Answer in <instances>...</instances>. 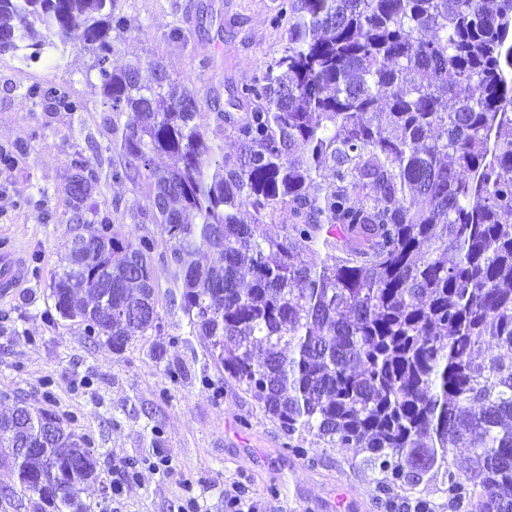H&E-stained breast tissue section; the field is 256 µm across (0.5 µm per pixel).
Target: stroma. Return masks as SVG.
Returning a JSON list of instances; mask_svg holds the SVG:
<instances>
[{
    "label": "stroma",
    "instance_id": "obj_1",
    "mask_svg": "<svg viewBox=\"0 0 512 512\" xmlns=\"http://www.w3.org/2000/svg\"><path fill=\"white\" fill-rule=\"evenodd\" d=\"M279 0H120L148 27V46L174 78L203 93L213 85L210 56L224 63L219 94L230 102L281 50L270 24ZM193 31L191 48L164 40L182 22ZM86 53L64 66L17 68L0 56V151L14 149L31 131L39 136L18 165L0 166V242L9 241L36 262L26 282L0 299V416L16 405L52 409L73 419L95 442L98 469L120 490L103 498L99 485L82 500L90 512H224V498L243 491L256 512H388L404 502L400 491H382L355 448L306 443L305 457L288 453L278 422L268 416L210 359L205 337L189 332L181 309L168 245L155 224L139 223L115 199L139 195L135 182L106 183L97 196L101 214L131 241L149 237L155 283L162 297V328L135 337L120 352L90 340L75 320H48L51 277L61 270L75 236L87 225L69 221L67 160L111 156L112 133ZM36 82L69 83L86 106L72 114L36 105L22 96ZM177 369L170 379L168 369Z\"/></svg>",
    "mask_w": 512,
    "mask_h": 512
}]
</instances>
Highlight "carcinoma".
<instances>
[{"mask_svg": "<svg viewBox=\"0 0 512 512\" xmlns=\"http://www.w3.org/2000/svg\"><path fill=\"white\" fill-rule=\"evenodd\" d=\"M118 2L0 0V54L90 55L121 156L67 163L70 222L99 227L53 274L55 311L117 352L159 330L154 241L122 238L93 200L139 178L131 208L170 244L191 332L286 448H359L389 490L435 482L469 512H512V361L495 353L512 350V0H281L285 46L236 90L240 116L145 49L114 65L147 42ZM24 96L85 111L66 83ZM2 449L33 512H87L84 487L106 491L87 435L51 410L1 417Z\"/></svg>", "mask_w": 512, "mask_h": 512, "instance_id": "carcinoma-1", "label": "carcinoma"}]
</instances>
